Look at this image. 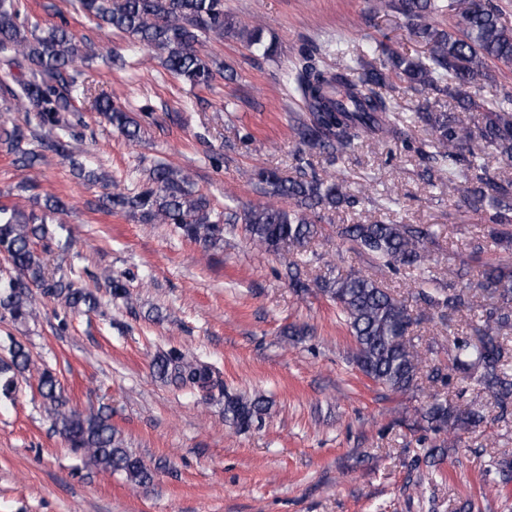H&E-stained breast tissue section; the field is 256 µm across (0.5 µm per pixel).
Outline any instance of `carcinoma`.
<instances>
[{
  "label": "carcinoma",
  "instance_id": "cac0c4a2",
  "mask_svg": "<svg viewBox=\"0 0 512 512\" xmlns=\"http://www.w3.org/2000/svg\"><path fill=\"white\" fill-rule=\"evenodd\" d=\"M77 8L100 27L125 33L164 54L171 74L191 88L208 87L213 79L210 60L199 46L211 38L237 36L264 57L275 55V42L266 41L260 28L246 29L224 12V0H75ZM386 7L404 17L428 47L425 56L411 58L381 43L343 60L336 68L322 67L310 53L302 54L288 74L294 92L308 112L294 119L298 148L293 153V175L285 177L276 168H260L252 174L257 191L269 201L252 205L241 214L217 211L211 199L195 190L190 175L173 165H158L146 183L132 191L105 194L101 206L119 210L143 224H171L187 239L206 250L224 242V225L245 224L249 241L256 248L277 254L306 250L319 235L318 222L341 208L360 203L334 176L315 170V153L327 164L354 151L370 138L408 143L411 124H423L432 139L415 148L429 163L427 171L438 178H461L460 193L467 208L487 217L494 240L512 251V177L492 170V162L512 165V94L488 100L480 93L481 81L491 66H512V28L501 21L494 0H389ZM448 14L449 29H440L430 19ZM20 0H0V53L6 61H24L32 78L17 80L10 91L11 108L36 106L41 133H26L16 124L0 123V147L29 168L45 160L52 151L69 160L79 177L100 180L93 170L78 162L58 138L68 127L62 113L72 108L78 91L73 72L92 56L83 52L74 35L63 25L39 30L38 24L21 20ZM416 92L445 99L448 109L421 107L409 121L394 111L391 92L396 82ZM97 110L129 141L141 137L140 123L112 105L106 97L95 100ZM37 145H32L31 140ZM286 199L283 207L273 199ZM56 196L45 199L40 212L28 213L16 206L0 204V255L12 265L15 275L0 280V315L23 323L33 316V290L73 310L91 312L98 307L96 294L66 273L51 272L35 248L47 238V224L63 211ZM339 234L356 251L378 265L396 269L419 268L427 231L417 224L375 221L344 224ZM292 287L305 291L300 263H288ZM477 287L491 293L496 305L486 313L474 335L454 343L453 365L465 374L479 372L478 384L494 403L512 405V261L484 264ZM344 317L353 337L358 368L374 383L394 392L416 386L423 370L422 357L407 339L409 329L419 323L407 302L368 274L357 270L316 280ZM430 279L418 284V296L427 304L461 310L470 305L469 295L448 287L434 296L425 291ZM33 365L30 351L11 339L9 358L0 359V396L9 398L17 388V375ZM157 373L177 386L193 387L212 396L224 395L219 371L206 362L171 349L157 356ZM41 395L48 405L51 430L62 435L89 469L121 471L133 483L143 485L152 474L141 458L117 438L112 415L101 407L89 413L69 407L58 380L48 370L39 373ZM266 410L264 398L227 397L224 411L241 430L251 427ZM424 418L437 431L467 429L481 420L472 413L454 409L434 398Z\"/></svg>",
  "mask_w": 512,
  "mask_h": 512
}]
</instances>
